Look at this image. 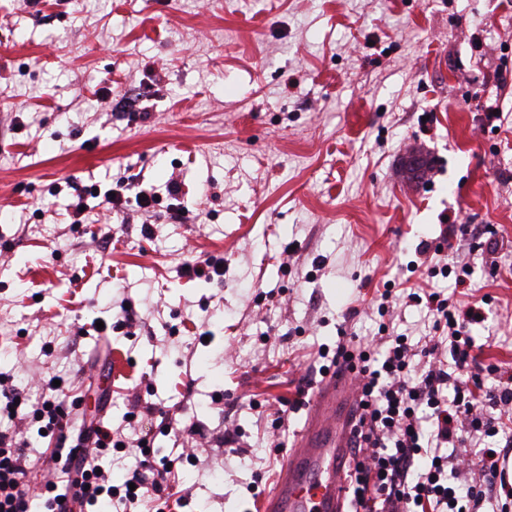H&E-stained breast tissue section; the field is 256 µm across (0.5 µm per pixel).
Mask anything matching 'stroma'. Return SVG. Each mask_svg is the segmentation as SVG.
<instances>
[{
	"instance_id": "35a3bbf8",
	"label": "stroma",
	"mask_w": 512,
	"mask_h": 512,
	"mask_svg": "<svg viewBox=\"0 0 512 512\" xmlns=\"http://www.w3.org/2000/svg\"><path fill=\"white\" fill-rule=\"evenodd\" d=\"M66 180L157 197L78 220ZM445 240L466 284L424 275L417 245ZM210 258L223 276L193 274ZM429 284L488 298L471 334L512 363V0H0V393L58 376L66 413L144 438L113 484L196 427L171 512H257L319 346L427 334L407 294Z\"/></svg>"
}]
</instances>
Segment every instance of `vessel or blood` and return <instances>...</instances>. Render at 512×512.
I'll return each mask as SVG.
<instances>
[{
	"label": "vessel or blood",
	"mask_w": 512,
	"mask_h": 512,
	"mask_svg": "<svg viewBox=\"0 0 512 512\" xmlns=\"http://www.w3.org/2000/svg\"><path fill=\"white\" fill-rule=\"evenodd\" d=\"M352 362L331 367L306 394V418L286 448L259 512H348L345 488L360 428Z\"/></svg>",
	"instance_id": "1"
}]
</instances>
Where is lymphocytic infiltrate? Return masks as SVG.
<instances>
[{
	"label": "lymphocytic infiltrate",
	"mask_w": 512,
	"mask_h": 512,
	"mask_svg": "<svg viewBox=\"0 0 512 512\" xmlns=\"http://www.w3.org/2000/svg\"><path fill=\"white\" fill-rule=\"evenodd\" d=\"M426 309L433 334L423 343L409 336L368 341L341 334L332 352L321 353L323 369L353 353L363 408V428L353 450L349 476L350 512H479L492 501L497 512H512V483L504 464L512 458V372L491 363L471 372L477 347L470 334L480 305L460 306L439 291L409 293ZM31 404L9 399L0 407V512H95L108 504L122 512L154 502L186 455L172 448L156 461L139 459L131 484L116 486L99 461L118 442L112 428H84L80 458L64 462L54 449L55 481L33 494L26 480L25 424L62 429L66 395L52 381L35 379Z\"/></svg>",
	"instance_id": "1"
}]
</instances>
